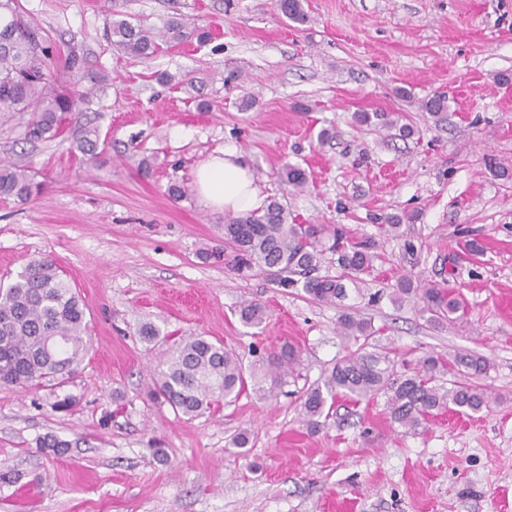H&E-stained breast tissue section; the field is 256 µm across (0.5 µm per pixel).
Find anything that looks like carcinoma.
Instances as JSON below:
<instances>
[{"label":"carcinoma","mask_w":512,"mask_h":512,"mask_svg":"<svg viewBox=\"0 0 512 512\" xmlns=\"http://www.w3.org/2000/svg\"><path fill=\"white\" fill-rule=\"evenodd\" d=\"M278 6L289 20L306 22L302 0H279ZM109 37L121 53L149 59L163 45L193 38L204 43L209 33L176 17L159 31L115 19ZM82 69L83 61L75 55L62 63L54 57L48 41L24 18L19 0H0V112L29 113L28 140L60 135L63 114L76 111L78 102L105 82V77H98L93 87L74 94L70 84L80 81ZM420 108L441 122L448 117V96L436 93L422 101ZM354 119L359 124L394 128L405 139L415 134L413 125L399 114L358 112ZM98 145V131L85 128L77 148L88 161L98 159ZM282 176L283 182L297 189L307 181L305 171L290 164L284 165ZM40 188L28 165L0 162V198L24 202ZM288 216V210L272 199L258 210L225 220L224 244L235 251L237 270L256 268L285 289L300 284L313 299L343 309L341 334L362 341L332 368L323 383L306 392L302 408L311 427L320 426L327 401L340 397L358 403L382 395L393 422L410 430L451 407L472 413L489 408L486 392L475 384L489 369L483 355L469 351L451 357L432 354L397 376L388 353L366 350L374 330L370 322L346 312V300L351 293L361 292L364 276L374 269L379 259L376 244L352 242L343 229L326 224H293ZM380 220L384 233L394 235L413 216L390 214ZM327 251L336 256L334 275L320 274ZM392 300L400 305L406 301L419 304V311L435 325L465 316L464 301L454 296L453 289L410 276L397 279ZM239 314L243 323L253 327L265 320L264 308L254 301L244 303ZM85 328L84 304L55 263L48 258L30 262L15 280L0 286V385L24 388L44 379L64 381L73 376L89 351ZM297 358L295 348L285 344L279 352L246 366L223 343L190 337L174 344L151 395L185 416L196 417L209 407L212 398L230 402L250 386L265 397L274 396ZM447 373L463 381L447 388L440 384Z\"/></svg>","instance_id":"obj_1"}]
</instances>
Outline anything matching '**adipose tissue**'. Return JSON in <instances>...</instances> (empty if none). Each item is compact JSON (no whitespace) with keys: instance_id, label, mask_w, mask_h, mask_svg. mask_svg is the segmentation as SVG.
Segmentation results:
<instances>
[{"instance_id":"ef3b65f1","label":"adipose tissue","mask_w":512,"mask_h":512,"mask_svg":"<svg viewBox=\"0 0 512 512\" xmlns=\"http://www.w3.org/2000/svg\"><path fill=\"white\" fill-rule=\"evenodd\" d=\"M194 184L206 206L234 215L256 209L264 201L248 166L230 150L221 151L199 166Z\"/></svg>"}]
</instances>
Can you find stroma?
<instances>
[{
	"label": "stroma",
	"instance_id": "obj_1",
	"mask_svg": "<svg viewBox=\"0 0 512 512\" xmlns=\"http://www.w3.org/2000/svg\"><path fill=\"white\" fill-rule=\"evenodd\" d=\"M20 4L59 57L79 55L85 75L108 82L52 140L26 141L27 114L0 112V161L25 157L41 184L28 202L0 199V283L54 260L85 305L90 342L63 385L0 386V512H512V177L489 169L512 168V0H303L302 24L277 0ZM173 17L210 40L144 60L105 35L114 19L159 29ZM440 92L451 111L438 125L419 103ZM375 111L408 115L415 136L353 119ZM87 125L101 139L94 166L74 146ZM325 128L333 137L319 140ZM225 148L297 223L375 240L383 260L350 300L374 344L400 364L486 356L490 410L410 431L384 399L339 398L309 427L304 391L356 344L339 334L338 307L200 259L223 247L226 215L201 201L193 173ZM286 163L305 171L302 190L280 179ZM174 181L189 187L176 202ZM403 212L414 221L381 233L377 216ZM472 238L475 256L462 248ZM406 274L462 293L464 320L437 326L394 305ZM246 300L265 307L260 326L241 322ZM148 323L161 341L141 340ZM191 336L247 365L286 342L298 360L277 397L248 389L189 418L148 392L170 341ZM67 395L70 409H55ZM53 438L68 448H47Z\"/></svg>",
	"mask_w": 512,
	"mask_h": 512
}]
</instances>
